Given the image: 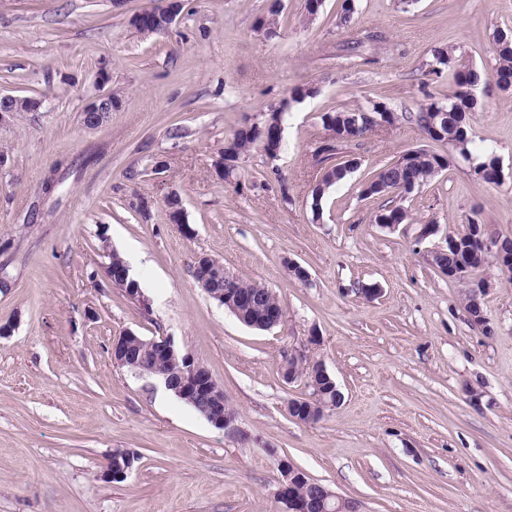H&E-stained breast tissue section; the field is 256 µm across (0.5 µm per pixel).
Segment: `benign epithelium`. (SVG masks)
<instances>
[{"label": "benign epithelium", "mask_w": 512, "mask_h": 512, "mask_svg": "<svg viewBox=\"0 0 512 512\" xmlns=\"http://www.w3.org/2000/svg\"><path fill=\"white\" fill-rule=\"evenodd\" d=\"M177 16V7L167 5L164 7L162 16L152 11H142L133 14L130 21L133 28L147 33L159 23L165 27L169 26ZM41 106L42 101L36 98L25 99L13 95H1L0 127L13 122L18 112L24 109L36 111ZM111 112L112 93L100 91L86 104L82 123L88 129L97 128L106 122ZM468 235L470 240L479 246L480 253L492 254L498 258L500 263L512 265L511 237L495 235L483 224L471 225ZM195 279L207 297L219 304L224 300L229 301L233 306L254 302V299L237 293L233 288L231 273L224 270L222 266H206L195 273ZM122 339L127 343L145 341L149 345L150 352L158 357L172 359L178 355V351L174 347V340L170 336L162 337L160 342L154 338L146 341L133 332H126ZM110 355L118 366L128 365L134 369V375L138 377L159 380L164 383L166 389L175 391L180 397L190 393L200 397L201 408L214 427L224 430L234 428L237 417L224 410V390L202 374V366L190 355H184L186 369L177 380L150 367L149 361L143 358L134 359L128 356L126 350L117 344L111 348ZM282 377L289 384L303 381L311 385L315 384L316 379L322 378L332 385L333 391L336 393V402L339 403L342 400V394L332 380L325 364L304 353L291 355V363L282 367ZM278 467L280 477L276 500L280 504V512H361L360 505L356 501L338 495L321 483H314L290 459L280 458ZM304 482L316 485L317 490L309 496L298 494L297 488Z\"/></svg>", "instance_id": "1"}]
</instances>
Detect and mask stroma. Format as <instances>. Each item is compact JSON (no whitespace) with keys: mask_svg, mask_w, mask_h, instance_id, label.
Instances as JSON below:
<instances>
[{"mask_svg":"<svg viewBox=\"0 0 512 512\" xmlns=\"http://www.w3.org/2000/svg\"><path fill=\"white\" fill-rule=\"evenodd\" d=\"M283 3L270 38L258 24L268 0H183L178 21L151 35L128 18L159 0H0V94L43 101L0 127V324L14 327L0 338V512H279V455L363 512H512V281L492 262L475 272L490 283L477 326L464 284L415 241L421 225H439L440 243L472 219L512 237V99L486 79L469 115L500 184L457 162L401 199L398 229L381 228L384 200L363 197L362 183L426 144L401 120L345 146L358 168L322 210L311 199L324 112L383 101L401 114L445 97L453 77L428 74L431 48L490 69L512 0H356L354 27L377 39L354 56L340 0L312 18L305 0ZM103 68L115 105L88 129ZM297 87L315 93L292 104L280 156L252 147L220 179L225 139ZM59 163L64 182L45 195ZM173 192L181 226L165 215ZM111 250L143 301L105 275ZM200 254L271 290L284 322L255 330L209 299L192 274ZM128 331L172 337L206 366L236 430L113 364ZM295 351L322 360L343 393L310 424L285 410L309 395L281 375ZM116 448L139 464L103 481Z\"/></svg>","mask_w":512,"mask_h":512,"instance_id":"obj_1","label":"stroma"}]
</instances>
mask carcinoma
<instances>
[{"mask_svg": "<svg viewBox=\"0 0 512 512\" xmlns=\"http://www.w3.org/2000/svg\"><path fill=\"white\" fill-rule=\"evenodd\" d=\"M354 13L355 0H342L340 12L337 14V26L344 29L350 28ZM493 42L495 66L489 75L466 65L446 47L435 46L430 50L431 61L427 63L430 67L429 73L438 75L443 70H448V73L453 76L456 90L446 98L426 96L410 119L428 139L447 145L448 153L442 155L420 148L412 158V164L408 170L402 173L394 171L389 164L375 170L362 184L361 195L365 197L386 195L392 199L398 197L402 199L411 194L408 187L420 188L440 172L448 169L459 157L472 163L475 170L484 171V182L489 184L500 182L499 158L487 150L477 152L474 140L467 129V114L477 107L476 90L486 77L496 79L497 85L503 92L512 91V30H496L493 34ZM359 112L370 113L389 124L398 121L393 110L380 101H371L366 106L353 109H338L324 113L323 125L326 129L334 131L336 137L332 140L325 139L317 148V156L321 161H332L340 147L367 134V130L353 126V118ZM276 121L285 123L284 110L277 111L272 108L260 120L236 129L232 136L224 141L219 168L224 172L228 171L231 162L255 145L259 146L269 158H277L283 141L264 138V130L271 128ZM356 167L357 163L353 160L328 167L326 176L312 189L314 207H321V202L328 190L344 181ZM406 217L405 209L395 205L378 211L374 216V223L402 224ZM235 287L256 299V303L246 312L243 321L249 325L262 327L267 310L278 305L274 295L267 288L247 283L242 279L237 280Z\"/></svg>", "mask_w": 512, "mask_h": 512, "instance_id": "obj_1", "label": "carcinoma"}]
</instances>
